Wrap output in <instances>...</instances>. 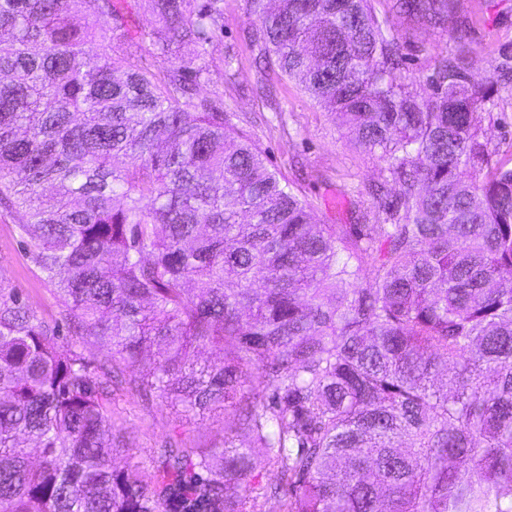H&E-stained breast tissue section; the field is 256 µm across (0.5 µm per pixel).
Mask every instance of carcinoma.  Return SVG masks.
<instances>
[{
    "mask_svg": "<svg viewBox=\"0 0 512 512\" xmlns=\"http://www.w3.org/2000/svg\"><path fill=\"white\" fill-rule=\"evenodd\" d=\"M394 8L451 18L450 0ZM246 14L265 63L380 153L378 223H313L234 131L207 90L224 0H0V207L80 338L0 279V512H263L262 465L283 512H512V167L482 140L498 96L467 34L419 95L370 0ZM144 34L167 66L125 61ZM154 344L136 388L236 419L220 446L162 444L148 478L114 465L112 386Z\"/></svg>",
    "mask_w": 512,
    "mask_h": 512,
    "instance_id": "carcinoma-1",
    "label": "carcinoma"
}]
</instances>
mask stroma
<instances>
[{
    "label": "stroma",
    "mask_w": 512,
    "mask_h": 512,
    "mask_svg": "<svg viewBox=\"0 0 512 512\" xmlns=\"http://www.w3.org/2000/svg\"><path fill=\"white\" fill-rule=\"evenodd\" d=\"M372 7L402 37V75L422 88L437 56L453 50L452 29L428 28L398 15L393 0H372ZM452 22L468 32L478 81L496 80L500 63L512 57V0H452ZM247 24L245 0H224V32L210 48L208 91L223 96L235 132L253 142L268 170L309 204L315 223H376L378 208L362 190L379 179L384 162L347 138L330 113L278 69L259 68L256 50L242 36ZM499 96L497 109L483 114L482 127L494 160L506 163L512 161V94L503 90ZM0 279L39 319L59 321L61 341L71 340L62 301L40 279L14 216L1 209ZM233 418L230 410L184 417L157 394L127 388L112 400V419L129 446L117 463L148 465L154 449L173 436L194 448L221 444L224 424Z\"/></svg>",
    "instance_id": "1"
}]
</instances>
